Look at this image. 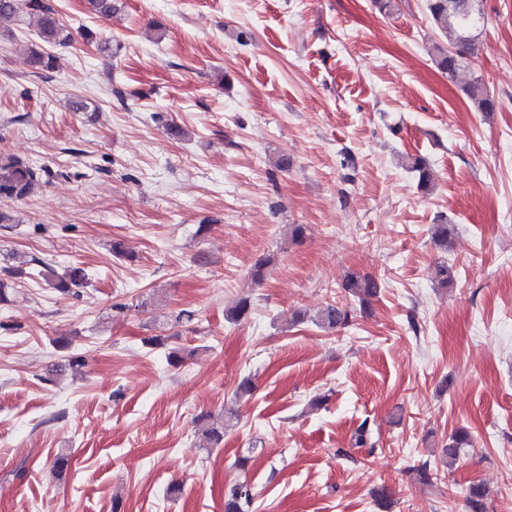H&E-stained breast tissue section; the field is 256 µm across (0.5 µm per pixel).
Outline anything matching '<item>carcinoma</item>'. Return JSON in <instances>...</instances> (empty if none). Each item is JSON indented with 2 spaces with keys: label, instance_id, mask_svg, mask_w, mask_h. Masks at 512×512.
Listing matches in <instances>:
<instances>
[{
  "label": "carcinoma",
  "instance_id": "obj_1",
  "mask_svg": "<svg viewBox=\"0 0 512 512\" xmlns=\"http://www.w3.org/2000/svg\"><path fill=\"white\" fill-rule=\"evenodd\" d=\"M426 9L438 30L447 41V45H437L436 60L439 68L448 77L455 78L467 57L474 55V32L484 22V15L479 8V0H426ZM23 16L37 19L38 36L41 45L29 48L30 63L39 70L53 68V56L45 50L47 46L64 44L71 40V34L60 23L58 11L51 0H0V19H19ZM465 91L477 109L481 112H493L496 109L494 96L484 85L474 80ZM408 170L417 176L418 187L427 193L431 189V173L425 158H410ZM47 168L34 166L12 155L0 157V197L21 200L26 198L34 186L48 175ZM44 280L60 293L71 292L70 285L84 277L79 269H74L66 276L59 275L52 266L41 263ZM345 290L360 304H366L370 298L377 296L380 285L371 276L350 275L344 284ZM252 310L251 300L241 298L230 307L227 319L239 322L247 318ZM349 322L348 310L327 304L323 307L314 323L323 329H335ZM470 443L467 431L460 429L454 433L448 447L444 450L448 461L457 459L458 451ZM470 512H486V490L479 484L469 486L466 495ZM254 499L253 488L242 483L230 488L224 494V512H249Z\"/></svg>",
  "mask_w": 512,
  "mask_h": 512
}]
</instances>
